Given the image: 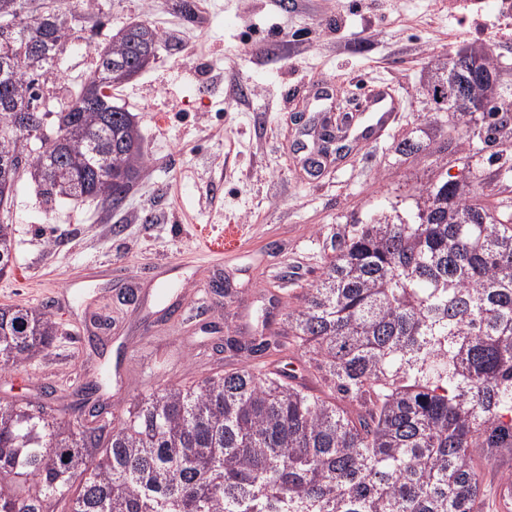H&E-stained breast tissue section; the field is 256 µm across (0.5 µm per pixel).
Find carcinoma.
I'll use <instances>...</instances> for the list:
<instances>
[{"instance_id": "1", "label": "carcinoma", "mask_w": 512, "mask_h": 512, "mask_svg": "<svg viewBox=\"0 0 512 512\" xmlns=\"http://www.w3.org/2000/svg\"><path fill=\"white\" fill-rule=\"evenodd\" d=\"M86 30L55 0H0V208L28 173L117 210L145 163L134 115L112 91L156 60L146 23L96 43L94 69L60 107L44 85ZM497 46L439 56L425 87L439 173L368 224L335 234L316 279L287 296L284 329L264 321L247 353L262 365L153 391L90 427L0 402V512H491L482 475L512 470V71ZM476 67L457 99V77ZM52 152L23 143L39 127ZM101 140L109 163L89 155ZM429 132L398 142L422 154ZM15 250L0 224V275ZM59 326L37 307H0V368L48 355ZM301 353L321 387L285 377Z\"/></svg>"}]
</instances>
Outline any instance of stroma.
<instances>
[{
	"label": "stroma",
	"instance_id": "stroma-1",
	"mask_svg": "<svg viewBox=\"0 0 512 512\" xmlns=\"http://www.w3.org/2000/svg\"><path fill=\"white\" fill-rule=\"evenodd\" d=\"M93 42L145 22L162 36L156 61L113 91L138 123L146 163L124 205L45 199L30 175L13 191L15 255L0 306L40 307L60 324L47 357L0 369V400L43 402L76 420L80 389L101 401L137 396L242 366L217 351L216 330L248 335L272 295L299 292L334 234L398 206L436 174L394 145L428 127L431 60L488 28L441 0H102ZM390 86L401 108L380 142L353 146L311 174L310 136L295 116L333 108L318 87L362 98ZM239 247L223 252L225 227Z\"/></svg>",
	"mask_w": 512,
	"mask_h": 512
}]
</instances>
